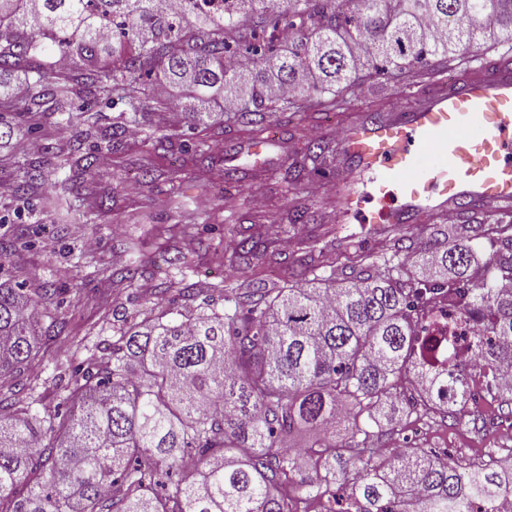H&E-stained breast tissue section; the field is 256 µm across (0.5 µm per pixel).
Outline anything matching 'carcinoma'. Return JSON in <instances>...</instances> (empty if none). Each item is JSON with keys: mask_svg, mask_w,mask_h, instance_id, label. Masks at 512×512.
Returning a JSON list of instances; mask_svg holds the SVG:
<instances>
[{"mask_svg": "<svg viewBox=\"0 0 512 512\" xmlns=\"http://www.w3.org/2000/svg\"><path fill=\"white\" fill-rule=\"evenodd\" d=\"M0 0V94L70 108L83 94L87 118L98 100L127 107L119 121L84 130L88 147L44 150L70 175L38 201L55 209L69 193L85 202L80 178L120 146L127 121L150 108L144 78L185 83L199 108L186 136L207 155L196 130L210 104L236 102L228 120L260 126L265 114L335 110L360 82L427 75L431 58L461 65L490 36L512 42V0ZM64 59L79 88L53 79L46 60ZM24 68L31 81L15 86ZM276 81L296 93L276 96ZM32 132L0 113V145ZM30 166L14 188L24 197L45 184ZM437 224L436 247L392 229L375 260L307 243L291 256L294 276L280 288L258 279L240 294L224 287L181 288L169 306L127 321L109 347L95 349L46 420L18 382L0 393V512H296L283 492L309 474L315 493L348 487L347 508L324 512H500L512 492V465L489 456L463 465L419 448L399 457L366 455L379 418L405 384L422 405L446 413L472 399L464 364L440 338L423 334L435 300L476 331L469 360L499 385L512 361V223ZM235 262L247 271L277 254L256 225L238 230ZM489 249L475 265L472 244ZM13 281L0 264V380L21 376L50 337L41 334L43 296ZM182 297L196 303L183 312ZM313 439L296 453L291 438ZM198 471L186 482L180 474Z\"/></svg>", "mask_w": 512, "mask_h": 512, "instance_id": "1", "label": "carcinoma"}]
</instances>
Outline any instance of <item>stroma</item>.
<instances>
[{"label":"stroma","mask_w":512,"mask_h":512,"mask_svg":"<svg viewBox=\"0 0 512 512\" xmlns=\"http://www.w3.org/2000/svg\"><path fill=\"white\" fill-rule=\"evenodd\" d=\"M475 74V64L469 61L409 82L381 78L361 85L328 116L316 118L308 110L287 117L270 116L265 127L274 134L275 144L259 167L244 153L252 134L242 126L224 123L209 124L202 133L213 163L200 162L190 154L173 157L159 139L184 133L185 115L173 116L168 109L155 106L142 128L135 135L123 136L118 151L87 174L96 202L78 210L66 196L54 212L17 199L12 191L32 163L41 164L50 180L67 175L43 150L45 144L59 141L61 123L53 103H43L41 128L23 139L10 160H0V223L9 230L20 226L37 230L32 244L16 242L5 262L15 280L27 287L46 283L56 288L53 300L43 303L42 310L45 318H58L66 324L65 340L50 342L44 356L22 376L39 399L41 415L55 414L60 393L72 381L74 369L96 346L111 343L114 328L145 312L142 296L180 280L199 288L222 282L244 291L250 277L240 273L231 261V250L224 247L225 240L232 237L231 225L258 222L270 237L309 239L317 247L331 244L339 251L356 245L366 253L379 254L382 238L367 237L362 224L338 210L336 197L344 179L360 177L346 157L335 156L326 178L305 172L288 183L283 179L286 170L301 159L311 140L336 145L346 122L356 115L409 111L419 105L420 91L442 90L450 82ZM175 159L181 170L173 183L166 172ZM223 166L245 172L242 187L224 183L216 173ZM145 168L154 170L153 181L143 180ZM178 192L184 201L185 224L181 227L176 226L171 209ZM301 208L308 209L310 223L290 227L289 214ZM91 239L97 241V249H88ZM133 241L141 246L142 268L137 282L130 285L123 281L122 271L132 261L125 246ZM177 250L186 253L193 272L183 275L164 264L163 255ZM372 446L380 455L413 446L462 463L491 454L505 456L512 453V402L486 398L462 419L423 411L409 413L375 436Z\"/></svg>","instance_id":"stroma-1"}]
</instances>
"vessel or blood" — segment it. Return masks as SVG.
Returning a JSON list of instances; mask_svg holds the SVG:
<instances>
[{"mask_svg":"<svg viewBox=\"0 0 512 512\" xmlns=\"http://www.w3.org/2000/svg\"><path fill=\"white\" fill-rule=\"evenodd\" d=\"M338 151L358 159L367 176L363 194H345L344 207L370 231L425 214L454 223L469 200L512 217V69H482L408 112L358 118ZM366 199L379 204L377 215L363 210Z\"/></svg>","mask_w":512,"mask_h":512,"instance_id":"b4317fda","label":"vessel or blood"}]
</instances>
